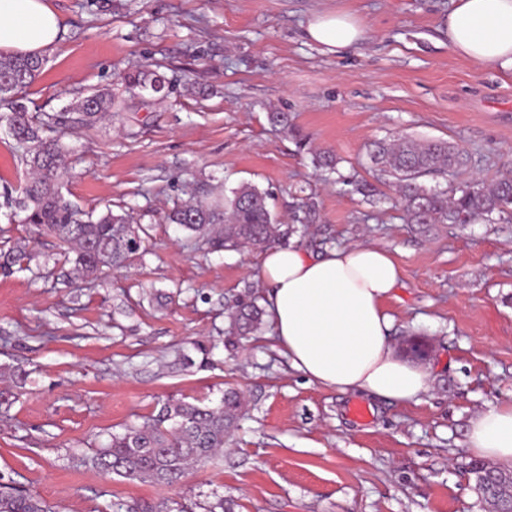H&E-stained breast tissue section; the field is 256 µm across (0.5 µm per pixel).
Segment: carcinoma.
Masks as SVG:
<instances>
[{"mask_svg":"<svg viewBox=\"0 0 512 512\" xmlns=\"http://www.w3.org/2000/svg\"><path fill=\"white\" fill-rule=\"evenodd\" d=\"M46 63L42 56H0V121L7 123L22 160L28 180L15 207L25 212L24 222L44 226L73 254L71 263L77 276L85 279L102 268L120 269L130 262L142 244L139 233L129 231L127 214L112 211L93 218L63 197L59 177L67 153L61 132L74 125H90L123 106L112 95L95 91L80 96L63 112L32 113L22 96L41 74ZM128 84L144 91L161 93L169 87L166 77L156 70L141 69L125 76ZM370 163L393 180L405 204L406 221L423 232L437 224H469L477 217L494 214L512 219V175L494 184L466 182L448 193L432 191L421 178L445 174L463 164L459 153L442 140H415L407 137L374 143ZM268 193L251 183L230 190L221 200L197 199L174 208L167 219L189 232L196 242L214 250L265 248L275 242L304 233L320 222L314 197L297 204L293 223L278 224L268 206ZM225 334L228 342L237 336L263 331L264 310L256 299H238L227 313ZM243 408L236 391L224 392L216 405L192 404L171 398L155 416L122 433H114L91 455L74 458L78 467L104 474L115 473L128 480H150L171 485L186 470L206 462L224 447ZM474 478L493 472V490L481 493L489 512L512 507V469L490 467L480 460L468 463ZM0 512H52L41 498L8 483H0Z\"/></svg>","mask_w":512,"mask_h":512,"instance_id":"cac0c4a2","label":"carcinoma"}]
</instances>
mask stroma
Returning <instances> with one entry per match:
<instances>
[{
    "label": "stroma",
    "mask_w": 512,
    "mask_h": 512,
    "mask_svg": "<svg viewBox=\"0 0 512 512\" xmlns=\"http://www.w3.org/2000/svg\"><path fill=\"white\" fill-rule=\"evenodd\" d=\"M63 30L26 89L34 112H61L109 89L124 111L67 131L62 194L85 211L124 209L147 230L124 269L81 280L45 228L0 204V250L27 257L0 272V368L25 372L0 407V479L54 512L116 504H209L234 512H487L464 466L470 419L512 403V222L411 231L399 197L367 158L373 141H447L467 159L426 186L495 183L512 170V68L479 66L448 45L453 0H48ZM346 12L364 40L331 54L306 35L311 17ZM164 73L171 91H132L125 72ZM213 88L203 100L186 91ZM285 112L295 133L273 127ZM332 151L335 173L312 157ZM375 183L377 202L347 191ZM248 182L288 223L315 193L321 221L301 245H373L402 277L387 301L391 341L421 336L431 386L419 402L364 399L307 382L274 339L225 344L226 309L263 296L257 249L208 252L168 223L176 205ZM208 349L199 363L197 344ZM186 355L190 364L177 362ZM247 406L223 452L179 484L78 468L73 457L157 413L169 398ZM366 404L367 422L349 409Z\"/></svg>",
    "instance_id": "stroma-1"
}]
</instances>
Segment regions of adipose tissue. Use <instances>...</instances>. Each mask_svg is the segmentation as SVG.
I'll list each match as a JSON object with an SVG mask.
<instances>
[{"label": "adipose tissue", "mask_w": 512, "mask_h": 512, "mask_svg": "<svg viewBox=\"0 0 512 512\" xmlns=\"http://www.w3.org/2000/svg\"><path fill=\"white\" fill-rule=\"evenodd\" d=\"M306 33L336 53L362 40L365 29L353 15L319 13ZM59 34V17L47 0H0L1 52L41 55L57 45ZM448 45L476 64L512 67V0H455ZM257 278L271 336L310 383L400 405L428 392V372L398 357L389 338L392 317L385 302L401 270L388 251L277 245L262 253ZM466 445L476 458L512 464V403L488 404L471 418Z\"/></svg>", "instance_id": "1"}]
</instances>
